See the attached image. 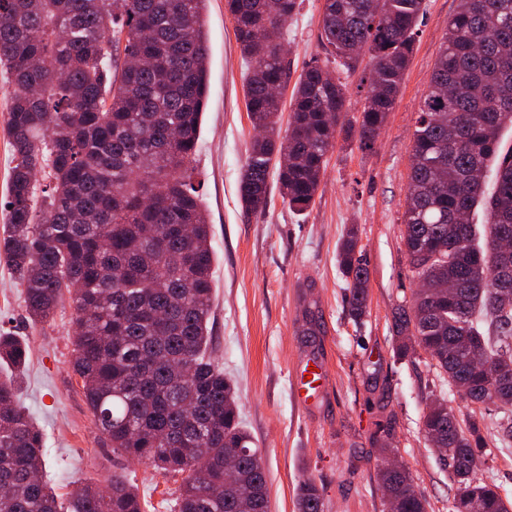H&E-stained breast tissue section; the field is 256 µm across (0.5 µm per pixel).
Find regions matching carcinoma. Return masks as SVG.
Masks as SVG:
<instances>
[{"label": "carcinoma", "instance_id": "obj_1", "mask_svg": "<svg viewBox=\"0 0 512 512\" xmlns=\"http://www.w3.org/2000/svg\"><path fill=\"white\" fill-rule=\"evenodd\" d=\"M206 0H0V72L15 85L8 128L14 166L0 254L25 287L33 323L69 303L77 329L72 370L112 452L162 475H180L174 512H269L267 471L239 422L231 385L208 354L212 310L210 228L186 163L202 130L208 85ZM225 0L248 63L246 109L258 131L240 180L241 199L265 210L272 162L288 208L314 202L338 137L368 150L383 129L412 58L426 0H323L320 44L336 67L369 56L361 112L349 116L347 85L326 63L309 64L292 91L281 134L270 88L288 74L283 29L298 0ZM459 0L448 21L428 93L412 134L413 163L402 238L410 272L448 280L465 294L418 289L395 308L394 353L421 338L428 366L449 391L507 412L500 440L512 442V386L496 391L472 366L512 364V302L500 297L496 240L512 236V147L499 130L512 123V0ZM143 65L129 63L131 58ZM494 163L495 189L485 191ZM489 212L484 244L476 225L454 223L460 209ZM348 229L337 263L349 288L350 315L367 309L369 271ZM27 344L0 333V364L23 369ZM426 436L448 448L457 492L451 512L473 502L509 512L499 488L475 476L487 451L478 421H461L448 398L431 395ZM388 426L372 436L376 477L393 496L391 512H427L410 473L388 467ZM44 439L19 406L14 380H0V512H145L147 502L121 475L84 484L63 507L34 474ZM237 453L234 479L224 457ZM207 459L198 464V456ZM297 512H324L318 486L303 481Z\"/></svg>", "mask_w": 512, "mask_h": 512}]
</instances>
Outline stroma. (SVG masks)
I'll return each mask as SVG.
<instances>
[{
    "label": "stroma",
    "mask_w": 512,
    "mask_h": 512,
    "mask_svg": "<svg viewBox=\"0 0 512 512\" xmlns=\"http://www.w3.org/2000/svg\"><path fill=\"white\" fill-rule=\"evenodd\" d=\"M459 0H426L414 54L392 112L372 150L329 154L313 205L297 213L272 193L264 213L247 212L240 177L253 141L244 98L245 64L224 0H207L208 104L188 166L201 183L211 226L212 356L234 384L240 419L260 448L271 512H295L300 483L321 489L325 512H388L375 477L377 426L391 423L396 456L429 512H449L455 487L421 429L425 399L444 390L426 353L398 359L393 312L415 288L401 238L410 182L412 134L449 19ZM322 0H301L283 31L285 64L298 78L320 46ZM369 270L368 313L347 312L349 286L336 253L350 226ZM24 288L0 265V330L25 340L28 363L16 377L20 405L45 437L43 477L64 497L85 483L123 474L154 512H171L180 477L145 471L103 444L81 381L72 371L70 308L30 322ZM314 336H306L307 327ZM322 364L318 396L299 403L292 387L307 361ZM458 418L481 421L490 452L476 462L512 503V443L499 440L496 407L450 393Z\"/></svg>",
    "instance_id": "1"
}]
</instances>
